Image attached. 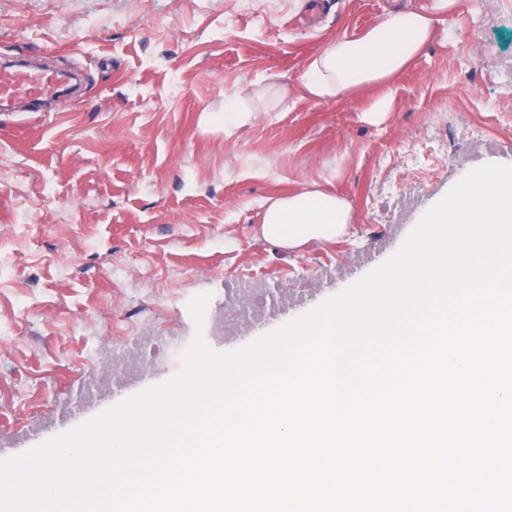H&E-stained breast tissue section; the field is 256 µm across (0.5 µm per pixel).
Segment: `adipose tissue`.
<instances>
[{
    "label": "adipose tissue",
    "mask_w": 512,
    "mask_h": 512,
    "mask_svg": "<svg viewBox=\"0 0 512 512\" xmlns=\"http://www.w3.org/2000/svg\"><path fill=\"white\" fill-rule=\"evenodd\" d=\"M458 5L459 0H431L427 9L391 12L359 35L330 41L306 67L307 95L330 101L388 86L432 39L441 17L452 15ZM350 222V209L343 199L307 188L268 204L262 234L280 246L294 248L341 236Z\"/></svg>",
    "instance_id": "obj_1"
}]
</instances>
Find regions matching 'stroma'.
<instances>
[{
    "instance_id": "stroma-1",
    "label": "stroma",
    "mask_w": 512,
    "mask_h": 512,
    "mask_svg": "<svg viewBox=\"0 0 512 512\" xmlns=\"http://www.w3.org/2000/svg\"><path fill=\"white\" fill-rule=\"evenodd\" d=\"M428 2L0 0V59L83 75L37 117L0 112V457L122 403L98 352L193 342V297L223 305L244 276L274 291L288 317L206 340L245 349L347 288L317 266L365 276L469 172L512 166V0H460L388 88L303 97L327 42ZM311 184L346 201L347 234L266 239L267 202Z\"/></svg>"
}]
</instances>
